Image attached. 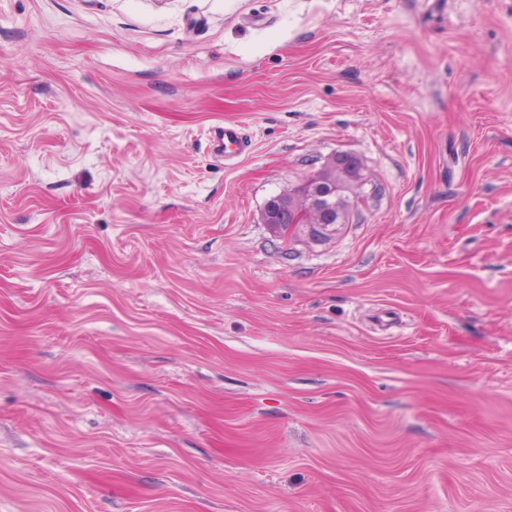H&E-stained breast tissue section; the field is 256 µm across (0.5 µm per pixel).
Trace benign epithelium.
<instances>
[{"label": "benign epithelium", "mask_w": 512, "mask_h": 512, "mask_svg": "<svg viewBox=\"0 0 512 512\" xmlns=\"http://www.w3.org/2000/svg\"><path fill=\"white\" fill-rule=\"evenodd\" d=\"M359 170L361 164L352 154L330 156L298 188L269 199L262 213L263 223L284 242L297 241L298 228L308 243L327 240L341 225L350 223L351 210L343 209L341 202L357 190L355 172Z\"/></svg>", "instance_id": "benign-epithelium-1"}]
</instances>
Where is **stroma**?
I'll list each match as a JSON object with an SVG mask.
<instances>
[{
    "mask_svg": "<svg viewBox=\"0 0 512 512\" xmlns=\"http://www.w3.org/2000/svg\"><path fill=\"white\" fill-rule=\"evenodd\" d=\"M0 512H512V0H0ZM247 146H244L240 128L237 124L227 123L224 127H217L211 132L210 152L224 155L226 158L244 153ZM336 169L353 171L344 181L336 180ZM357 171H361L358 158L340 152L330 156L320 170L310 175L296 189L269 199L262 213V221L273 230L285 244L287 239L319 243L336 234L342 224H349L351 210L343 209L341 202L353 196L359 182ZM302 208L299 210V208ZM302 215L300 222L295 220ZM303 230L298 239L296 229Z\"/></svg>",
    "mask_w": 512,
    "mask_h": 512,
    "instance_id": "stroma-1",
    "label": "stroma"
}]
</instances>
